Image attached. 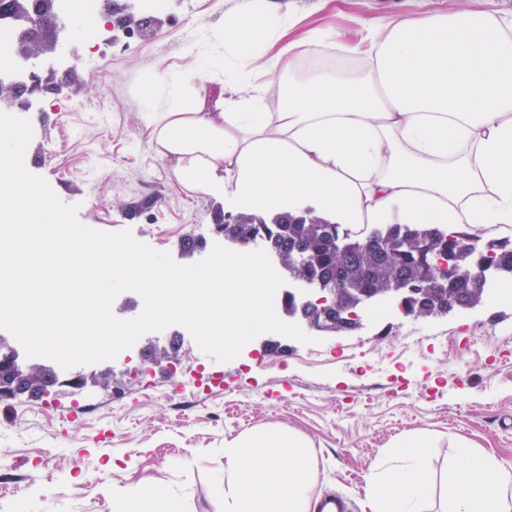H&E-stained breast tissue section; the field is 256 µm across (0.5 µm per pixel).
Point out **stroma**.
<instances>
[{
	"label": "stroma",
	"mask_w": 512,
	"mask_h": 512,
	"mask_svg": "<svg viewBox=\"0 0 512 512\" xmlns=\"http://www.w3.org/2000/svg\"><path fill=\"white\" fill-rule=\"evenodd\" d=\"M250 0H170L146 35L73 42L74 73L35 92L26 168L78 207L85 226L131 230L190 265L224 238L230 205L180 184L144 129L181 81L211 98L224 89L234 47L221 30ZM288 11V37L346 30L369 42L370 20L480 11L512 19V0H266ZM159 83L148 84L151 74ZM66 122H59V115ZM192 238L199 247L185 252ZM372 317L362 329L304 344L259 335L218 362L172 325L143 335L128 357L62 370L41 395L0 400V460L22 480L29 512H221L224 445L275 427L308 443L315 495L347 496L366 512L372 470L404 439H427L434 494L448 506V467L460 446L512 467V305L483 302L429 319ZM478 335L475 344L463 336ZM125 403L112 412L113 400Z\"/></svg>",
	"instance_id": "35a3bbf8"
}]
</instances>
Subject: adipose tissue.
<instances>
[{"label": "adipose tissue", "instance_id": "1", "mask_svg": "<svg viewBox=\"0 0 512 512\" xmlns=\"http://www.w3.org/2000/svg\"><path fill=\"white\" fill-rule=\"evenodd\" d=\"M287 14L252 0L226 18L235 47L224 70L234 94L210 112L170 82L168 109L144 123L183 185L229 192L255 213L310 201L337 224H434L462 236L512 226V20L459 11L377 18L369 47L309 32L310 53L334 49L367 76L320 73L288 85L267 111L252 82L255 44L284 32ZM398 463L371 474L369 512H423L433 494L424 445L403 440ZM315 472L305 443L275 430L224 450V512H309ZM449 512H512V469L461 454L448 472Z\"/></svg>", "mask_w": 512, "mask_h": 512}]
</instances>
